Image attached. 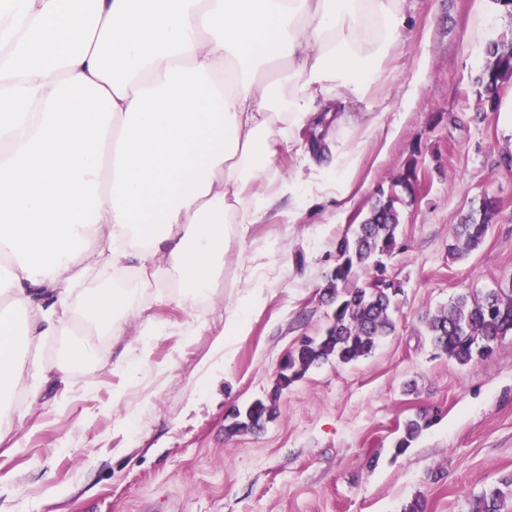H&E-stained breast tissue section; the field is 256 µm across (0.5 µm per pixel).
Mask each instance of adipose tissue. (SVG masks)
Segmentation results:
<instances>
[{
	"mask_svg": "<svg viewBox=\"0 0 512 512\" xmlns=\"http://www.w3.org/2000/svg\"><path fill=\"white\" fill-rule=\"evenodd\" d=\"M406 26L403 0H0V422L19 341L69 321L79 266L206 295L291 194L295 128L364 96ZM82 304L131 351L159 328L121 291Z\"/></svg>",
	"mask_w": 512,
	"mask_h": 512,
	"instance_id": "ef3b65f1",
	"label": "adipose tissue"
}]
</instances>
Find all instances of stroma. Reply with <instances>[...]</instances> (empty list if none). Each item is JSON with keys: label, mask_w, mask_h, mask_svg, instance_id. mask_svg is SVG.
Instances as JSON below:
<instances>
[{"label": "stroma", "mask_w": 512, "mask_h": 512, "mask_svg": "<svg viewBox=\"0 0 512 512\" xmlns=\"http://www.w3.org/2000/svg\"><path fill=\"white\" fill-rule=\"evenodd\" d=\"M404 8L409 25L377 82L345 100L349 123L297 130L307 166L292 150L276 161L288 178L317 168L336 180V146L369 129L343 200L309 206L306 182H296L279 214L249 225L243 249H230L212 294L185 311L157 304L151 277L90 267L72 289L74 329H88L85 292L134 289L136 304L165 325L148 339L149 368L126 351L127 337L103 332L99 356L78 363L66 361L57 334L21 352L9 402L26 421L0 440L9 512H401L415 498L426 512H470L476 495L512 474V337L462 365L431 346L420 322L459 293L512 285V167L503 163L512 135L474 84L512 15L496 0ZM412 161L422 188L399 203L398 246L383 259L404 288L395 332L357 362L311 369L263 430L227 436V407L265 398L296 340L326 327L331 308L320 294L337 237ZM487 198L500 208L483 244L451 259L454 224ZM233 309L246 330L225 336L226 363L212 344ZM189 312L192 332L182 326ZM421 410L435 413L432 426L395 455L404 420Z\"/></svg>", "instance_id": "stroma-1"}]
</instances>
